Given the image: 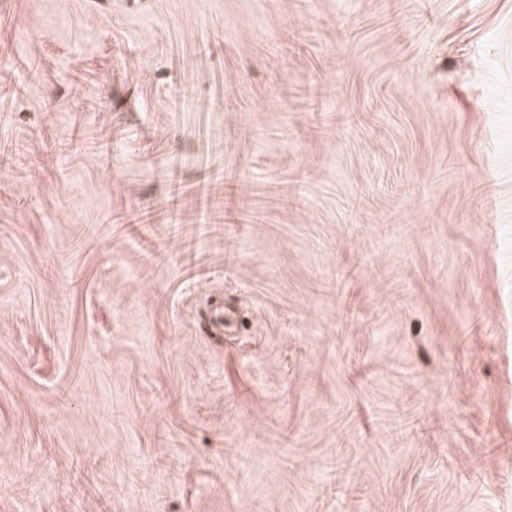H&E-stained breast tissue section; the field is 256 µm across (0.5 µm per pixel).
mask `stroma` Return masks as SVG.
Segmentation results:
<instances>
[{
    "label": "stroma",
    "mask_w": 512,
    "mask_h": 512,
    "mask_svg": "<svg viewBox=\"0 0 512 512\" xmlns=\"http://www.w3.org/2000/svg\"><path fill=\"white\" fill-rule=\"evenodd\" d=\"M0 512H512V0H0Z\"/></svg>",
    "instance_id": "1"
}]
</instances>
